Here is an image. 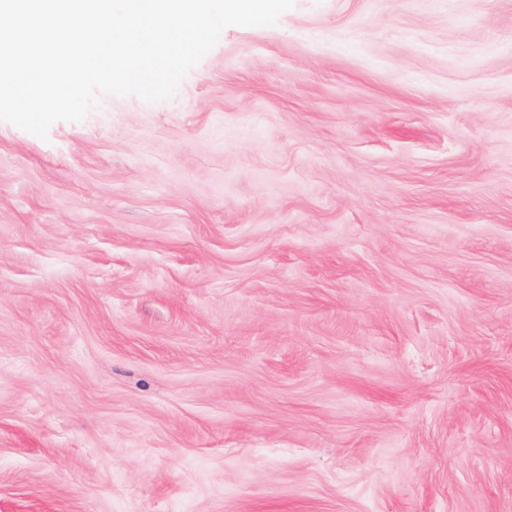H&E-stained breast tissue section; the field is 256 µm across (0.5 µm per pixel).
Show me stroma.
<instances>
[{
	"label": "stroma",
	"instance_id": "35a3bbf8",
	"mask_svg": "<svg viewBox=\"0 0 512 512\" xmlns=\"http://www.w3.org/2000/svg\"><path fill=\"white\" fill-rule=\"evenodd\" d=\"M0 512H512V0L0 122Z\"/></svg>",
	"mask_w": 512,
	"mask_h": 512
}]
</instances>
